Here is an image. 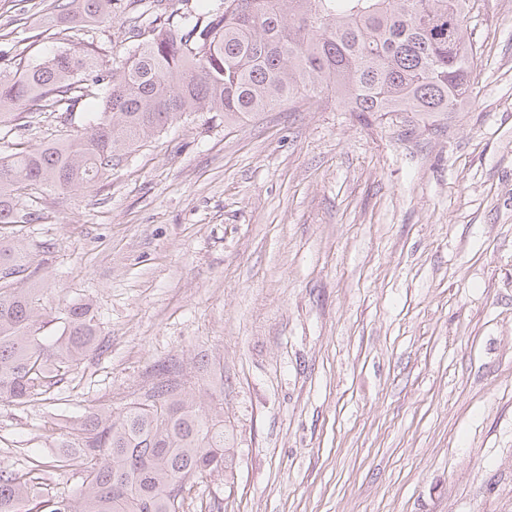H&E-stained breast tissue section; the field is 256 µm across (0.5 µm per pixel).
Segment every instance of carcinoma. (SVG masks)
Instances as JSON below:
<instances>
[{
    "mask_svg": "<svg viewBox=\"0 0 512 512\" xmlns=\"http://www.w3.org/2000/svg\"><path fill=\"white\" fill-rule=\"evenodd\" d=\"M181 0H150L130 18L122 59L100 58L91 27L112 0H55L72 48L0 72V123L35 114L72 122L88 99L83 132L0 157V231L33 224V194L89 189L114 162L182 116L230 123L269 112L300 91L328 90L347 112H455L473 97L474 58L464 20L476 0H222L201 14ZM29 254L0 234V402L40 400L102 349L93 304L73 300L61 331L45 334L40 289L23 288ZM54 467L78 470L72 495L29 472L0 468V512H184L196 480L232 465L224 410L205 411L162 381L118 413L91 412Z\"/></svg>",
    "mask_w": 512,
    "mask_h": 512,
    "instance_id": "cac0c4a2",
    "label": "carcinoma"
}]
</instances>
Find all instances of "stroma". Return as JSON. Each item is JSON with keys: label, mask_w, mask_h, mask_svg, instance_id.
I'll return each instance as SVG.
<instances>
[{"label": "stroma", "mask_w": 512, "mask_h": 512, "mask_svg": "<svg viewBox=\"0 0 512 512\" xmlns=\"http://www.w3.org/2000/svg\"><path fill=\"white\" fill-rule=\"evenodd\" d=\"M128 0L94 41L125 53ZM53 0H0V68L66 49ZM480 56L456 112L185 116L104 184L38 195L41 303L94 307L104 351L50 398L0 402V467L52 463L88 411L160 377L224 407L233 469L185 512H512V0L465 19ZM0 125V153L66 134Z\"/></svg>", "instance_id": "1"}]
</instances>
